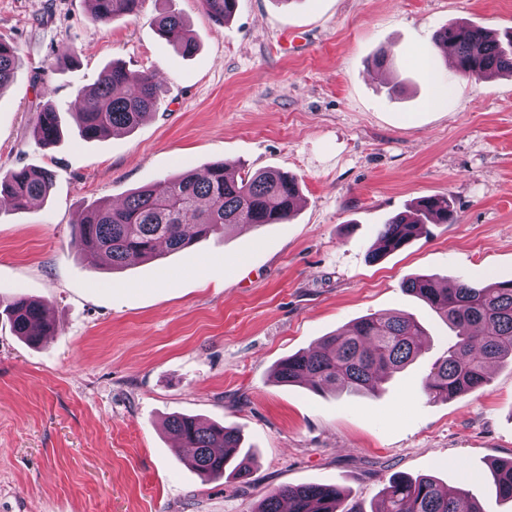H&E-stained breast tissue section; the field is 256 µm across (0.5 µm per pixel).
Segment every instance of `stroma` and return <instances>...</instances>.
Segmentation results:
<instances>
[{
  "instance_id": "35a3bbf8",
  "label": "stroma",
  "mask_w": 512,
  "mask_h": 512,
  "mask_svg": "<svg viewBox=\"0 0 512 512\" xmlns=\"http://www.w3.org/2000/svg\"><path fill=\"white\" fill-rule=\"evenodd\" d=\"M169 9L193 56L157 35ZM450 23L511 29L512 0H238L226 23L200 0H144L139 18L106 25L88 0H0V38L18 52L0 92V174H54L32 208L0 198V301L27 296L51 324L32 346L0 316V512H255L309 483L378 512L398 474L512 512L490 474L512 459V364L461 397L426 396L452 333L401 290L415 274L512 280V77L426 71ZM115 61L152 72L161 104L132 131L83 141L77 91ZM49 101L64 135L43 148L31 130ZM221 161L296 177L291 220L117 271L72 247L88 208ZM428 196L450 197L457 222L371 259L381 224ZM389 311L421 323L424 350L377 393L276 382L281 360ZM173 415L237 428L255 457L249 483L186 467Z\"/></svg>"
}]
</instances>
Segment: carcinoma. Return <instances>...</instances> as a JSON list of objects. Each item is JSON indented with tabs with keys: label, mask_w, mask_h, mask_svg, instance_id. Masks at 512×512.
Wrapping results in <instances>:
<instances>
[{
	"label": "carcinoma",
	"mask_w": 512,
	"mask_h": 512,
	"mask_svg": "<svg viewBox=\"0 0 512 512\" xmlns=\"http://www.w3.org/2000/svg\"><path fill=\"white\" fill-rule=\"evenodd\" d=\"M144 0H92L93 18L109 23L135 19ZM238 0H203L218 21H229ZM157 34L184 55L197 45L186 21L167 11L154 19ZM434 44L462 76L475 81L498 74L512 76V31L492 34L483 28L449 25L434 34ZM17 51L0 41V91L13 77ZM84 108L78 116V134L86 141L107 137L116 130L135 128L160 105V89L150 72H132L114 62L81 91ZM56 106L40 110L32 135L42 146L60 137ZM53 183L44 168H21L0 176V197L15 208L26 209L46 197ZM299 197L295 179L276 171L241 173L225 163L189 170L174 178L131 192L119 206L102 203L77 221L73 247L89 261L107 260L112 268L125 266L132 257L154 261L163 252L175 253L193 242L223 231L232 224H285ZM453 224L456 212L449 198L425 197L413 209L382 225L372 256L396 252L419 236L428 221ZM402 291L425 302L451 326L455 341L438 359L424 382L434 399L465 395L487 383L486 365L512 358V280L460 281L441 288L429 275L408 277ZM15 335L31 344L42 342L50 324L40 303L26 297L13 299L3 310ZM423 330L411 316L400 312L374 313L354 322L346 332L327 337L322 347L297 353L274 369L279 383H301L315 391L335 388L349 394L374 392L380 374L398 372L421 354ZM171 434L192 449L189 466L206 479L228 475L247 480L251 475L248 453L239 432L230 426L205 423L190 416H172ZM494 485L504 500H512V460L496 464ZM344 499L335 485L308 484L284 487L265 497L255 512H339ZM379 512H483L465 488L445 490L431 476H395L382 489Z\"/></svg>",
	"instance_id": "obj_1"
}]
</instances>
